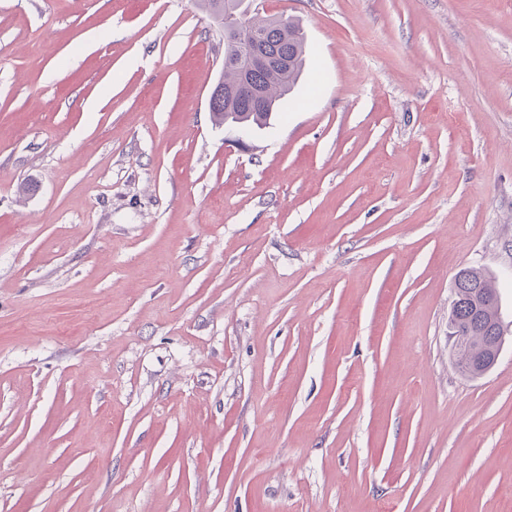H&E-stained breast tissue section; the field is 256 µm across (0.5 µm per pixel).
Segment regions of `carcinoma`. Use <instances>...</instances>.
<instances>
[{
  "instance_id": "1",
  "label": "carcinoma",
  "mask_w": 512,
  "mask_h": 512,
  "mask_svg": "<svg viewBox=\"0 0 512 512\" xmlns=\"http://www.w3.org/2000/svg\"><path fill=\"white\" fill-rule=\"evenodd\" d=\"M247 23V32L264 39L271 54L288 57L290 66L286 71L262 68L254 72L253 84L264 91L261 107H252L245 96L229 102L221 92L211 98L209 109L214 124L252 131L271 124L276 117L280 101L294 89L303 73L308 48L305 38L289 35V29L297 27L293 22L252 15ZM453 291L455 304L448 313L450 335L462 336L469 330L483 337L499 335L497 328L502 326L500 293L494 278L480 268L466 267L456 274Z\"/></svg>"
}]
</instances>
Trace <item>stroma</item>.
<instances>
[{
  "mask_svg": "<svg viewBox=\"0 0 512 512\" xmlns=\"http://www.w3.org/2000/svg\"><path fill=\"white\" fill-rule=\"evenodd\" d=\"M240 145L194 0H0V512H512V0H264ZM225 0H197L198 6L210 17L218 18L222 3ZM249 13L239 11L238 1L226 0L224 2V21L217 30L224 35V41H235L239 46L238 55L232 62H222L217 88L222 84H233L236 75L232 70H225V64L232 66L237 72V83L218 93L211 98L209 109L213 123L217 126H238L249 130H261L262 127L271 124L278 114L280 101L288 95L297 85L308 55L305 38H292L289 28L299 26L290 21H283L275 17H257ZM247 19V33H256L259 38L265 40L267 49L272 55L287 56L290 66L288 71L276 68H262L254 72L253 84L264 91V102L260 108H253L248 98L239 96L235 102H229L224 98L225 93L235 97L238 90L249 89L248 76L250 71L261 65L285 66L283 60L272 59L262 51L258 39L253 43L246 40L243 35ZM224 74V78L222 77ZM263 127V128H264ZM454 299L448 313V330L450 336L454 339V356L458 362V350L462 349L471 354L474 351L473 339L471 336H463L466 331L473 330L477 332L476 336H500L496 326H502L500 293L496 288L494 278L485 271L476 267H466L458 271L454 279ZM482 298L487 305L486 318L475 322L471 317L473 312V303ZM457 303L454 305V303ZM492 319V320H491ZM491 320V321H490ZM503 336H500L501 344L496 347L492 363L477 371L482 377L486 375L498 362L505 344V330L501 327Z\"/></svg>",
  "mask_w": 512,
  "mask_h": 512,
  "instance_id": "35a3bbf8",
  "label": "stroma"
}]
</instances>
